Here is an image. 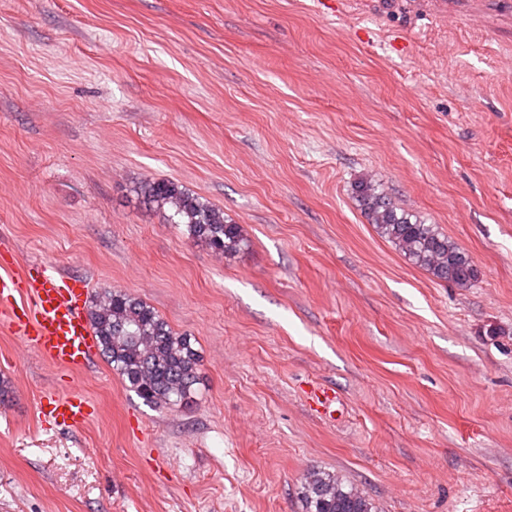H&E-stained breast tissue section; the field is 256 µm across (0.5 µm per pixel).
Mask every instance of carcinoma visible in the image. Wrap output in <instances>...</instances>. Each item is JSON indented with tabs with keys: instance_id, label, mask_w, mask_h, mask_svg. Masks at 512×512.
<instances>
[{
	"instance_id": "obj_1",
	"label": "carcinoma",
	"mask_w": 512,
	"mask_h": 512,
	"mask_svg": "<svg viewBox=\"0 0 512 512\" xmlns=\"http://www.w3.org/2000/svg\"><path fill=\"white\" fill-rule=\"evenodd\" d=\"M151 205L182 224L188 238L227 255L247 245L240 227L224 220V210L190 193L179 183L160 179L139 188ZM371 224L413 265L439 280L468 287L477 279L470 256L433 224L411 220L370 181L354 189ZM101 351L124 384L149 405L178 407L194 398L200 381V356L191 337L172 330L150 305L123 290L106 288L88 308ZM305 512H374L365 495L334 474H307L302 486Z\"/></svg>"
}]
</instances>
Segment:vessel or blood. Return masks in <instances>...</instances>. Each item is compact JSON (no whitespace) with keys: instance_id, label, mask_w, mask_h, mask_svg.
Masks as SVG:
<instances>
[{"instance_id":"1","label":"vessel or blood","mask_w":512,"mask_h":512,"mask_svg":"<svg viewBox=\"0 0 512 512\" xmlns=\"http://www.w3.org/2000/svg\"><path fill=\"white\" fill-rule=\"evenodd\" d=\"M83 280L57 272L46 262L28 264L22 273L0 274V325L40 357L66 370H80L96 356L97 344L85 312ZM335 392L314 388L308 403L319 417L335 419ZM49 413L71 428L81 427L93 406L77 390L47 398Z\"/></svg>"}]
</instances>
